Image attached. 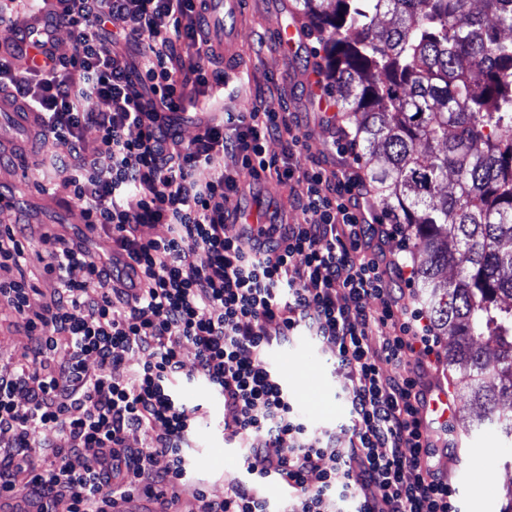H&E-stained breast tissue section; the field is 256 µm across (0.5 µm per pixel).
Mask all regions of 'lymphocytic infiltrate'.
Masks as SVG:
<instances>
[{
	"label": "lymphocytic infiltrate",
	"mask_w": 512,
	"mask_h": 512,
	"mask_svg": "<svg viewBox=\"0 0 512 512\" xmlns=\"http://www.w3.org/2000/svg\"><path fill=\"white\" fill-rule=\"evenodd\" d=\"M65 2L73 55L44 50L38 68L0 55V86L35 112L52 147V190L104 235L106 250L96 257L54 237L42 262L57 286L35 310L19 273L23 247L14 230L0 232V303L32 339L29 366L0 375V432L12 434L0 449V497L15 499L10 512L24 502L51 512L62 496L71 512H112L138 492L168 512L198 418L174 386L187 346L196 375L224 403L225 430L248 445L247 479L230 481L220 498L195 489L198 512H271L259 491L270 478L287 486L289 512H343L346 503L354 512H457L440 448L420 425L425 373L385 371L426 360L435 340L393 286L405 270L384 244L398 228L383 224L361 174L302 163L298 121L259 103L200 120L183 141L180 120L199 94L236 81L209 57L194 0ZM129 42L143 47L138 62L119 50ZM90 124L98 140L86 157L79 147ZM274 139L283 156L268 154ZM224 155L253 180L296 184L303 221L225 223L226 202L244 188L217 166ZM152 224L167 225V236L144 237ZM76 269L82 278H72ZM371 295L380 310L366 308ZM301 333L334 349L346 375L348 442L334 431L308 435L265 362L273 345ZM137 352L147 358L126 374ZM132 430L146 434L143 447H126ZM159 455L168 459L161 472ZM86 456L96 467L76 466Z\"/></svg>",
	"instance_id": "f902f5d3"
}]
</instances>
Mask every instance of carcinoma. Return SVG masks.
<instances>
[{
	"label": "carcinoma",
	"mask_w": 512,
	"mask_h": 512,
	"mask_svg": "<svg viewBox=\"0 0 512 512\" xmlns=\"http://www.w3.org/2000/svg\"><path fill=\"white\" fill-rule=\"evenodd\" d=\"M296 2L390 223L417 243L461 396L512 439V0Z\"/></svg>",
	"instance_id": "obj_1"
}]
</instances>
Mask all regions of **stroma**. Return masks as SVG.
<instances>
[{
  "label": "stroma",
  "mask_w": 512,
  "mask_h": 512,
  "mask_svg": "<svg viewBox=\"0 0 512 512\" xmlns=\"http://www.w3.org/2000/svg\"><path fill=\"white\" fill-rule=\"evenodd\" d=\"M238 29L240 58L237 67L242 87L237 97L208 104L213 117L224 112H244L256 101L265 102L279 112L296 113L304 134L303 163L323 162L335 168L336 150L333 131L344 128L354 135V126H342L335 118L339 108L327 88L323 74L324 46L316 32L306 26L294 10V0H246L244 11L232 21ZM296 26L301 31L299 44L287 49L277 36L278 29ZM48 152L41 142L28 150L27 167L0 169V194L10 197L13 208L0 211V226H23L25 257L22 270L36 288L33 307L48 302L56 286L43 272L37 255L46 251L44 235H55L81 245L93 255L106 247L103 238L72 223L71 201L65 195L41 194L39 183L48 179ZM228 208L242 206L258 216L287 215L289 223L302 221L295 206V194L287 186L266 182L251 193L230 198ZM13 312L0 306V373L10 374L27 366L26 354L31 343L24 328L14 326ZM277 358L275 373L287 387L288 395L300 420L309 431L318 432L336 426L347 418L340 392L345 382L334 352L307 336H295L282 345L273 346ZM320 371L321 394L317 400L306 397V388L298 387L303 367ZM188 405H201L202 418L192 434L187 450L188 468L184 486L178 491L174 512H194V488H205L210 495L223 496L224 486L233 479L244 478L245 441L224 429V407L206 383L191 380L182 388ZM478 409L462 408L456 421L459 433L468 445L463 456L465 482L456 486V504L460 512H499L507 486L512 485V468L505 467L499 450L506 442L495 425H478Z\"/></svg>",
  "instance_id": "35a3bbf8"
}]
</instances>
